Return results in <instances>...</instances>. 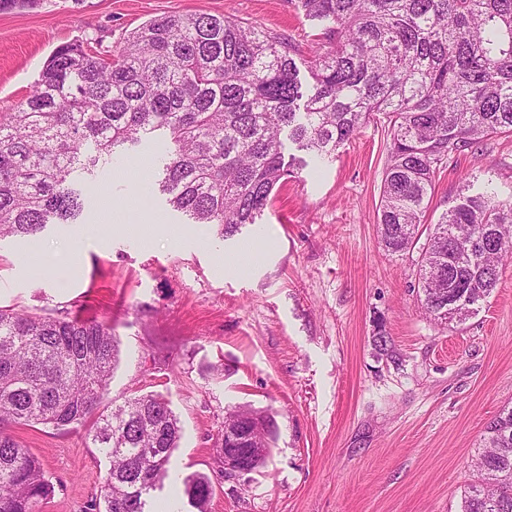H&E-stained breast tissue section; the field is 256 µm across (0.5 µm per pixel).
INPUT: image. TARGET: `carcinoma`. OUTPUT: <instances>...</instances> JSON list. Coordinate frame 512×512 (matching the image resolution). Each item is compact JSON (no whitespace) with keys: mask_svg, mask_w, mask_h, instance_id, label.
Returning a JSON list of instances; mask_svg holds the SVG:
<instances>
[{"mask_svg":"<svg viewBox=\"0 0 512 512\" xmlns=\"http://www.w3.org/2000/svg\"><path fill=\"white\" fill-rule=\"evenodd\" d=\"M320 26L302 90L291 39L220 15H165L115 48L95 38L58 46L26 100L0 112V241L50 224H84L74 174L159 131L169 139L158 180L172 210L227 240L254 224L303 158L336 156L374 116L387 118L378 213L389 254L419 250L421 308L463 322L512 259V198L460 194L434 224L436 176L455 154L512 134V0H296ZM119 343L104 322L0 307V512H41L55 493L17 425L86 427L110 461L104 512H145L166 480L207 512L210 477L170 460L182 428L160 393L102 408ZM258 431L263 448L274 416ZM460 512H512V406L487 425Z\"/></svg>","mask_w":512,"mask_h":512,"instance_id":"carcinoma-1","label":"carcinoma"}]
</instances>
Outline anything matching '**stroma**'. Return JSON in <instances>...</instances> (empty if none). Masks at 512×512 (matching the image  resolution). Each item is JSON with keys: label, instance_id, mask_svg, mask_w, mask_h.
<instances>
[{"label": "stroma", "instance_id": "1", "mask_svg": "<svg viewBox=\"0 0 512 512\" xmlns=\"http://www.w3.org/2000/svg\"><path fill=\"white\" fill-rule=\"evenodd\" d=\"M184 13L290 37L298 66L313 56L317 29L292 0H43L0 13V111L26 99L56 46H113ZM388 146L372 122L334 159L308 158L257 223L225 240L148 192L167 157L151 137L100 169L87 223L0 242V306L109 323L120 353L108 399L166 396L182 426L172 465L213 476L208 512H458L487 423L512 405V260L463 324L430 320L415 254H389L378 237ZM489 185L512 197V135L449 159L427 223L461 190ZM246 245L252 258L225 269ZM379 332L393 357L375 349ZM237 405L277 424L244 484L217 478L212 454ZM13 433L55 486L42 512H85L109 461L83 428Z\"/></svg>", "mask_w": 512, "mask_h": 512}]
</instances>
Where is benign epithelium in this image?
<instances>
[{"label":"benign epithelium","instance_id":"7a95c632","mask_svg":"<svg viewBox=\"0 0 512 512\" xmlns=\"http://www.w3.org/2000/svg\"><path fill=\"white\" fill-rule=\"evenodd\" d=\"M255 431L256 427L241 422L221 426L217 438L224 448L220 452L213 451V455L224 480L245 483L255 472L257 461L267 452L265 448L253 447Z\"/></svg>","mask_w":512,"mask_h":512}]
</instances>
